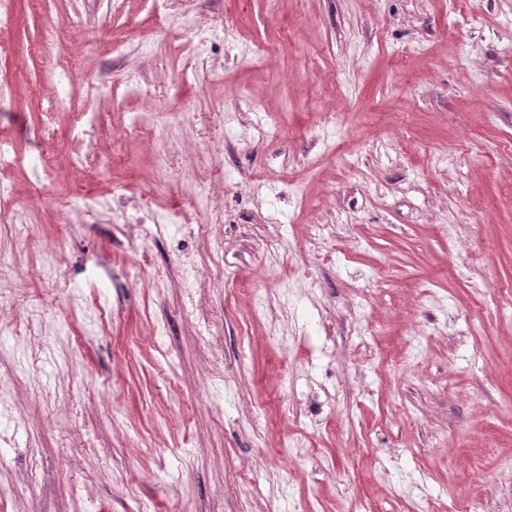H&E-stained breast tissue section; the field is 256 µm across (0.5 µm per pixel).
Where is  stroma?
Instances as JSON below:
<instances>
[{"mask_svg":"<svg viewBox=\"0 0 512 512\" xmlns=\"http://www.w3.org/2000/svg\"><path fill=\"white\" fill-rule=\"evenodd\" d=\"M183 11L215 21L197 59L142 0H15L0 29V256L26 274L0 278V512H512V0ZM71 19L69 52L30 54ZM154 107L195 121L115 139ZM216 173L197 223L140 235L135 196L163 212ZM59 87L53 86L52 91L48 97L47 106L44 111V114L46 116V122L42 126V128L39 131V137L42 140L43 144L50 145L51 142L54 139V129L52 126V118L53 115L56 113V110L58 106L61 104V102L64 99L63 94L61 91L65 90V86L63 84H59Z\"/></svg>","mask_w":512,"mask_h":512,"instance_id":"obj_1","label":"stroma"}]
</instances>
